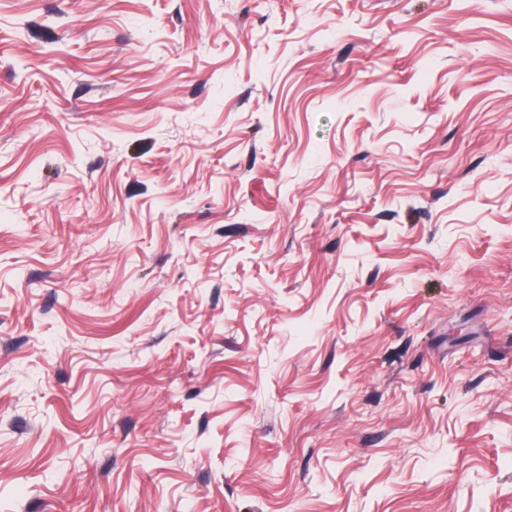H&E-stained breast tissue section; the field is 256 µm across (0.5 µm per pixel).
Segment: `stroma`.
Instances as JSON below:
<instances>
[{
    "label": "stroma",
    "instance_id": "stroma-1",
    "mask_svg": "<svg viewBox=\"0 0 512 512\" xmlns=\"http://www.w3.org/2000/svg\"><path fill=\"white\" fill-rule=\"evenodd\" d=\"M0 512H512V0H0Z\"/></svg>",
    "mask_w": 512,
    "mask_h": 512
}]
</instances>
